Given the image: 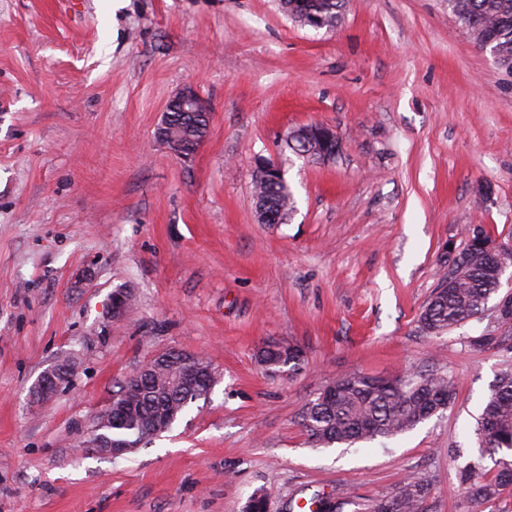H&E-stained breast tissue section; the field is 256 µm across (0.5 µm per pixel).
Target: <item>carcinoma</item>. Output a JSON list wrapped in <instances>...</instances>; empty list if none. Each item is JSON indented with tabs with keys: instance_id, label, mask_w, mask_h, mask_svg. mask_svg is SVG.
Instances as JSON below:
<instances>
[{
	"instance_id": "carcinoma-1",
	"label": "carcinoma",
	"mask_w": 512,
	"mask_h": 512,
	"mask_svg": "<svg viewBox=\"0 0 512 512\" xmlns=\"http://www.w3.org/2000/svg\"><path fill=\"white\" fill-rule=\"evenodd\" d=\"M323 12L326 29L340 22L345 0H307ZM448 11L461 22L479 46L490 42L495 63L512 74V0H448ZM209 118L196 112H173L169 133L193 146L199 145L200 128ZM254 192L270 198L283 221L295 209V199L286 178L254 184ZM492 240L485 229L468 236L464 246L448 255L456 276L445 290L435 289L419 315L421 330L439 336L449 329L479 318L489 310L501 288L496 259L481 242ZM167 360L155 371L146 367L135 373L126 395L112 403V415H97L88 436L99 431L112 440L137 450L148 445L161 431L170 430L188 403L205 399L217 383L213 365L182 351L164 353ZM197 367V377L187 383L179 378L182 361ZM258 360L271 377L291 378L303 368V351L295 345L269 342L258 351ZM455 399V383L444 374L414 375L390 379L355 373L328 385L309 401L301 413V425L316 446L352 445L390 438L414 429L435 413L448 409ZM476 435L481 454L495 460L496 474L488 479L475 475L469 466L461 473L464 496L469 507L483 506L512 486V459L495 455L512 450V365H506L479 414ZM427 485L410 481L392 494L367 505L365 512H424ZM270 494L255 490L244 512H268Z\"/></svg>"
}]
</instances>
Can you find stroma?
Wrapping results in <instances>:
<instances>
[{
	"label": "stroma",
	"mask_w": 512,
	"mask_h": 512,
	"mask_svg": "<svg viewBox=\"0 0 512 512\" xmlns=\"http://www.w3.org/2000/svg\"><path fill=\"white\" fill-rule=\"evenodd\" d=\"M187 84L211 119L183 159L156 131ZM315 123L335 159L286 147ZM260 157L287 172V223L257 220ZM475 224L512 247V76L448 0H345L331 31L279 0H0V512H242L260 488L272 512L335 492L360 512L411 479L426 512H465L460 471L496 472L475 427L512 321L429 336L418 317ZM271 340L302 349L299 375L264 373ZM169 349L213 364L208 400L134 453L83 451ZM63 354L73 374L37 400ZM358 372L446 374L455 400L404 434L314 447L302 409ZM59 367L69 371L72 369L70 360L62 359L54 365V368L43 372L37 379L34 391L40 395L42 400L50 399L58 391L60 384L55 375H58Z\"/></svg>",
	"instance_id": "1"
}]
</instances>
